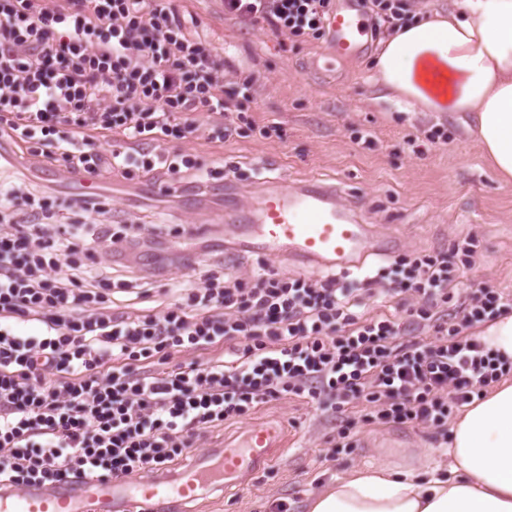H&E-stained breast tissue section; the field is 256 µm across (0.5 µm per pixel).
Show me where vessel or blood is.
<instances>
[{
    "label": "vessel or blood",
    "instance_id": "1",
    "mask_svg": "<svg viewBox=\"0 0 512 512\" xmlns=\"http://www.w3.org/2000/svg\"><path fill=\"white\" fill-rule=\"evenodd\" d=\"M329 52L339 59L360 56L369 22L356 0H340L330 13ZM335 186L273 185L259 194L249 213L215 214L230 247L266 259L283 255L310 271H351L372 255L397 252L395 237L375 238L369 225L359 223L338 202ZM281 445L275 426H254L233 444L209 449L183 470L144 480L127 477L82 480L48 487L33 483L19 488L0 481V512H167L171 503L195 501L231 483H246L267 467Z\"/></svg>",
    "mask_w": 512,
    "mask_h": 512
}]
</instances>
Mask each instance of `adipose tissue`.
I'll use <instances>...</instances> for the list:
<instances>
[{
	"instance_id": "adipose-tissue-1",
	"label": "adipose tissue",
	"mask_w": 512,
	"mask_h": 512,
	"mask_svg": "<svg viewBox=\"0 0 512 512\" xmlns=\"http://www.w3.org/2000/svg\"><path fill=\"white\" fill-rule=\"evenodd\" d=\"M377 83L409 112H469L472 134L512 184V0H453L380 42ZM445 459L364 466L308 501L309 512H512V381L465 405Z\"/></svg>"
}]
</instances>
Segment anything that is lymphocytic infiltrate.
<instances>
[{"label": "lymphocytic infiltrate", "instance_id": "f902f5d3", "mask_svg": "<svg viewBox=\"0 0 512 512\" xmlns=\"http://www.w3.org/2000/svg\"><path fill=\"white\" fill-rule=\"evenodd\" d=\"M332 4L224 0V13L315 38ZM202 127L219 146L235 131L224 60L178 0H0V480L157 472L200 432L287 395L330 415L336 454L352 445L354 402L366 423L444 437L456 411L512 374L472 334L512 298L479 286L455 302L444 252L394 259L354 285L266 263L244 281L214 264L203 283L171 284L158 309L116 311V295L151 297L149 276L96 260L125 242L126 216L97 193L61 196L12 160L218 197L223 170L174 147ZM106 137L117 149L96 152ZM386 297L400 315L365 314ZM186 350L207 358L175 363Z\"/></svg>", "mask_w": 512, "mask_h": 512}]
</instances>
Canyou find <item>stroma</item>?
I'll return each instance as SVG.
<instances>
[{
    "mask_svg": "<svg viewBox=\"0 0 512 512\" xmlns=\"http://www.w3.org/2000/svg\"><path fill=\"white\" fill-rule=\"evenodd\" d=\"M199 23L194 36L210 42L224 59V91L244 119L224 146L200 135L184 150L234 170L223 206L249 207L262 182L279 178L294 184L336 186L343 201L354 202L362 223L399 236L401 255L446 252L468 296L478 283L512 290V187L502 186L469 131L466 113L402 110L373 82L377 38L365 55L326 61L329 35H277L226 16L221 0H181ZM256 83L243 92L241 82ZM276 133L263 137L260 125ZM140 218L150 225L147 247L123 257L99 255L115 269L139 263L159 279L185 274L184 258L201 264L224 261L240 279L259 268L258 256L224 245V227L212 223L220 207L191 196L162 195L149 189ZM474 236L479 258L466 264L456 243ZM349 453L329 455L332 438L326 414L305 399L285 396L254 409L223 429L204 434L190 455L242 437L252 426L273 422L284 429L285 447L274 464L247 486L228 485L208 501L179 504L176 512H307L311 494L336 477L366 465H400L439 443L425 426L366 425L361 411Z\"/></svg>",
    "mask_w": 512,
    "mask_h": 512,
    "instance_id": "1",
    "label": "stroma"
}]
</instances>
